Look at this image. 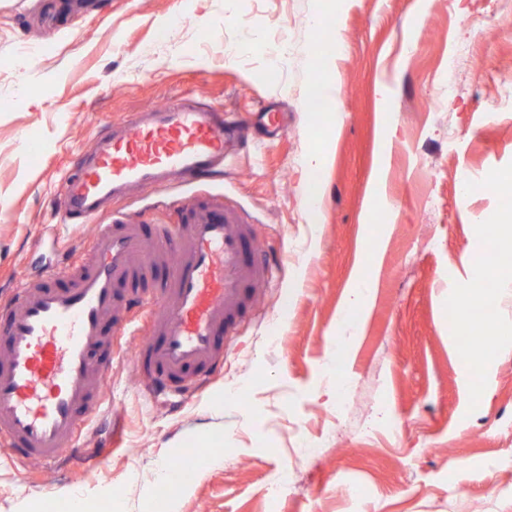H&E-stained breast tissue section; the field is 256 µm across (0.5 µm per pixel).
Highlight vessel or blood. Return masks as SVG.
<instances>
[{
  "label": "vessel or blood",
  "mask_w": 512,
  "mask_h": 512,
  "mask_svg": "<svg viewBox=\"0 0 512 512\" xmlns=\"http://www.w3.org/2000/svg\"><path fill=\"white\" fill-rule=\"evenodd\" d=\"M241 143L239 122L200 101L178 102L99 137L61 184L69 220L91 222L108 198L123 209L96 225L79 260L22 279L0 302V443L16 459L53 467L78 445L103 403L116 342L137 321L148 334L133 365L149 397L181 401L223 371L225 342L275 267L254 245L251 215L205 189ZM177 181L204 191L173 198ZM134 190L170 196L167 222L147 229L125 202ZM136 281L151 300L130 291Z\"/></svg>",
  "instance_id": "1"
}]
</instances>
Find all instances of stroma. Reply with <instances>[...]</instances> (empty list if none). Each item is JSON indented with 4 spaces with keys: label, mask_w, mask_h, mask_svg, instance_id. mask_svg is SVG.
<instances>
[{
    "label": "stroma",
    "mask_w": 512,
    "mask_h": 512,
    "mask_svg": "<svg viewBox=\"0 0 512 512\" xmlns=\"http://www.w3.org/2000/svg\"><path fill=\"white\" fill-rule=\"evenodd\" d=\"M476 8L0 0V292L88 239L57 187L107 126L194 93L244 125L248 146L210 187L278 257L221 377L169 408L142 393L124 337L80 451L49 468L0 446V512H49L62 488L87 512H153L157 460L190 448L195 478L169 512H512V335L470 371L448 306L487 250L479 220L512 226V92L475 74L512 73V18L492 33ZM326 33L340 44L324 71L312 45ZM322 78L338 112L309 110ZM359 277L374 296L345 328Z\"/></svg>",
    "instance_id": "35a3bbf8"
}]
</instances>
